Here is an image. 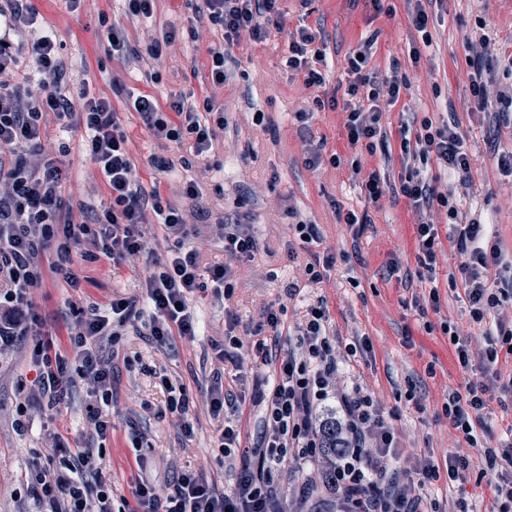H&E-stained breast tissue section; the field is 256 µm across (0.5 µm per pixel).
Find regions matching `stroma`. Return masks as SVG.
<instances>
[{
  "mask_svg": "<svg viewBox=\"0 0 512 512\" xmlns=\"http://www.w3.org/2000/svg\"><path fill=\"white\" fill-rule=\"evenodd\" d=\"M381 5L377 11L371 0H312L306 6L300 0H282L286 31L260 43L244 37L228 47V79L216 87L205 80L202 67L217 37L209 26L194 22V0H156L152 18L134 25L124 16L120 0H81L74 12L65 0H35L40 24L57 37L71 90L87 86L108 97L118 83L124 93H148L162 104L172 95L192 93L223 106L224 140L210 158L215 171L196 165L175 178L152 167L151 157L166 156L179 146L159 145L136 116L125 124L129 151L145 185L160 182L167 193L177 179L200 181L202 201L181 200L183 210L201 206L210 215L243 224L260 249L253 260L232 262L231 299L222 301L209 293L194 299L201 321L199 336L166 347L156 346L131 328L120 337L112 364V402L103 409L112 423L107 439L92 435L86 424V409L93 398L84 382L75 384L61 412L50 411L41 402L24 399L35 376L31 341L22 339L0 352V512H38L28 478L32 460L50 454L48 436L53 432L72 446L104 448L102 475L118 503L130 499L139 475L162 494L177 474L187 471L205 472L218 489L232 486L235 471L262 435V411L252 399L257 383L271 380L272 371L256 373L250 349H240V363L235 366L217 360L212 346L223 342L228 318L237 320V333L253 332L263 309L269 307L279 309L286 325L294 327L309 307L324 306L332 346L344 358L343 384L361 387L383 411L394 412L391 424L405 457L431 454L439 460L461 452L469 455L472 472L483 467L479 447L499 445L508 423L493 399L477 445H470L449 424L442 411L443 395L451 388L464 389L479 372L458 364L439 323L449 321L476 353L484 347L481 331L469 318L462 290L448 286L447 259H439L435 281L418 278L417 217L406 198L386 196L375 204L362 184L375 170L393 180L399 177L398 130L404 113L430 119L436 127L458 119L473 158L471 182L461 191L464 202L477 209L482 221L494 224L504 249H512V178L500 174L495 158L496 153L512 151V127H492L486 112L475 104L467 48L477 26H484L491 38L486 62L503 69L505 56L512 54V0H444L428 25L427 43L414 29L403 0H382ZM302 23L318 30V46L326 53L321 68L324 83L319 87H306L303 74L287 64L291 54L287 31ZM110 24L125 28L135 46L174 32V40L154 62L152 76L107 54L105 31ZM368 39L374 42L369 68L383 79L396 70L409 78L398 102L383 116L388 149L373 154L349 145L345 110H320L314 104L315 98L331 97L346 84L347 57ZM301 112L308 113L307 121H298ZM63 142L69 146L64 158L65 198L106 202L108 190L82 152L79 134L64 131L55 117H48L46 151L56 152ZM312 142L324 145L323 163L316 169L303 164ZM334 155L339 156V165L330 164ZM349 209L368 213L370 224L356 229L339 223V212ZM301 221L317 225L318 239L306 243L294 234L293 224ZM144 232L149 253L117 269L108 262L82 268L84 283L79 290L46 278L36 303L62 348L70 346L67 328L78 308L106 306L116 291L138 294L152 258L170 250L159 225H147ZM314 253L334 257L332 267L324 269L316 282L309 281L305 271ZM292 280L301 290L290 297L284 287ZM434 288L440 293L441 309L421 318L415 303L427 299ZM352 346L357 349L353 356L347 353ZM217 376L246 401L239 414L241 445L228 456L220 447L222 420L207 403V389ZM170 384L187 392L190 411L185 418L166 408ZM411 393L416 396L412 402L407 399ZM134 431L143 434L148 444L143 470L131 451ZM311 472L308 465L274 472L284 512H329L330 495L324 487L302 500L288 496ZM427 497L437 501L440 512H459L464 506L469 512H486L490 506L485 485L473 479L457 486L440 478Z\"/></svg>",
  "mask_w": 512,
  "mask_h": 512,
  "instance_id": "35a3bbf8",
  "label": "stroma"
}]
</instances>
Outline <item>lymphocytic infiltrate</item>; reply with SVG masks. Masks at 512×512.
<instances>
[{
	"instance_id": "obj_1",
	"label": "lymphocytic infiltrate",
	"mask_w": 512,
	"mask_h": 512,
	"mask_svg": "<svg viewBox=\"0 0 512 512\" xmlns=\"http://www.w3.org/2000/svg\"><path fill=\"white\" fill-rule=\"evenodd\" d=\"M278 0H197L195 13L208 20L221 41L208 50V80L223 85L224 49L241 35L266 40L283 27ZM33 0H0V148L10 150L9 161L0 160V351L23 337L33 341L32 365L36 377L29 393L47 407L61 409L75 381H83L97 405L88 415L91 430L107 437L112 424L103 420L100 407L112 400V368L100 350L101 340L117 341L122 328L142 326L160 345L175 338H194L199 322L192 306L196 293L210 291L224 298L234 292L229 260L252 259L259 250L256 239L241 225L224 219L209 223L212 236L224 243L229 260L202 266L191 238L195 231L178 204L164 197L160 186L144 188L128 152V134L122 110L137 112L159 142L193 143L196 158L211 154L224 132L223 109L211 97L202 104L183 96L159 104L147 93L138 94L116 107L113 101L82 91L80 110H73L64 82L54 35L38 24ZM173 33L144 48L130 47L124 31L109 28V55L135 64L158 59ZM317 34L301 26L291 34L289 68L304 73L305 83L319 86L324 77L317 66L325 59L315 48ZM491 41L481 34L469 43V65L474 71L472 95L479 107L495 103L496 121L512 124V85L500 83L496 70L487 68L484 51ZM371 42H364L348 59L352 80L342 98L317 100L318 108L344 106L348 113L347 140L375 152L387 140L382 124L383 104H395L409 79L396 75L380 80L367 72ZM55 114L65 128L83 132V146L99 169L109 191L101 207L87 202L71 206L62 196L64 170L59 158L47 154L42 143L47 114ZM402 158L420 165H436L451 177V185L406 172L390 185L371 172L365 190L371 201L385 193L404 196L422 216L415 227L417 264L424 278L436 273L442 241H449L458 257L457 275L449 276L450 288H462L471 322L482 329L485 347L473 355L467 341L450 324H443L461 367L479 362L481 377L464 391L449 390L442 410L470 445H477V431L484 426L486 396L496 392L512 399V377L497 369L504 350L512 348V257L501 247L488 224L461 211L457 187L472 177V158L457 122L433 127L422 120L419 128L402 124L399 129ZM444 212L448 234L427 220L426 212ZM164 227L174 245L156 262L134 296L113 294L106 308H91L68 329L71 352L58 350L56 335L46 329L35 294L45 274L78 289L82 280L76 269L111 260L120 266L127 256L145 252L142 231L146 221ZM295 333L297 348L272 356L264 343H256L260 364L272 367L271 386L259 388L254 402L261 406L264 431L253 459L242 465L230 490L217 491L201 472L178 475L167 498H159L155 486L136 478L133 496L136 512H281L273 487L275 470L310 464L331 469L325 487L336 496L338 512H424L425 492L440 476L449 482L468 480L470 461L460 453L444 463L430 458L403 466L399 442L378 401L359 388L340 383V360L329 336L324 308L310 307ZM336 401V421L346 448L333 466H326L319 412L327 401ZM480 473L492 496L491 512H512V439L483 451ZM102 462L91 450L55 446L52 457L32 472L31 489L44 512H115L112 489L102 477Z\"/></svg>"
}]
</instances>
